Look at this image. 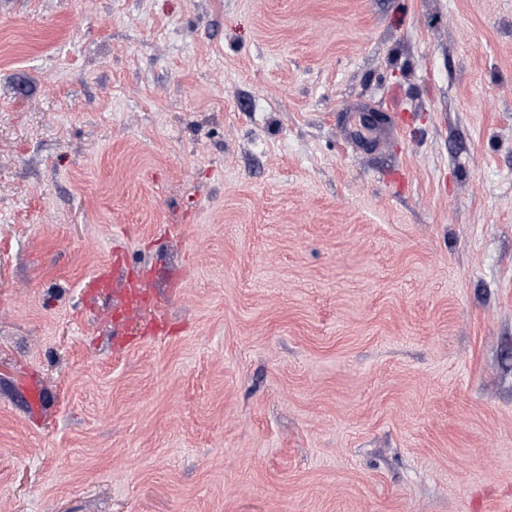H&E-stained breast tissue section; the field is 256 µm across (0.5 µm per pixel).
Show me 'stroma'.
Masks as SVG:
<instances>
[{"label":"stroma","instance_id":"obj_1","mask_svg":"<svg viewBox=\"0 0 512 512\" xmlns=\"http://www.w3.org/2000/svg\"><path fill=\"white\" fill-rule=\"evenodd\" d=\"M510 505L512 0H0V512ZM122 288V303L120 314L127 324L139 322L146 330L143 336H156L163 331L161 319L154 318L148 323L140 321L139 314L147 305L149 299L148 288L151 286L149 276L127 274L125 253L117 249L112 253V264L98 270L89 283V288Z\"/></svg>","mask_w":512,"mask_h":512}]
</instances>
